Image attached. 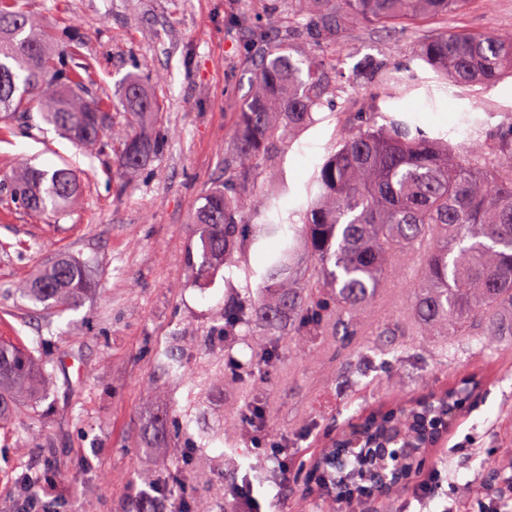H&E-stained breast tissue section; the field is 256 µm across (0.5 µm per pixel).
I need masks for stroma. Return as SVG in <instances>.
I'll list each match as a JSON object with an SVG mask.
<instances>
[{"label": "stroma", "instance_id": "stroma-1", "mask_svg": "<svg viewBox=\"0 0 512 512\" xmlns=\"http://www.w3.org/2000/svg\"><path fill=\"white\" fill-rule=\"evenodd\" d=\"M51 33L75 35L81 91L108 113L113 127L128 126L112 100L125 77L141 73L160 105L151 134L161 146L126 182L113 175L123 143L104 136L87 150L43 122L38 110L0 120V180L22 166L52 171L68 167L81 185L79 200L63 214H41L0 191V338L56 360L48 399L22 409L0 435V512H18L17 469L45 470L49 495L65 499L66 512H118L117 486L144 460L139 454L144 418L207 408L206 427L223 432L228 418L246 412L231 385L188 391L187 381L214 375L218 357L199 354L177 386L158 374L154 358L174 339L200 343L224 309L228 289L258 287L244 271L220 270L197 280L185 262L192 218L205 191L224 178V155L250 90L242 46L250 30L271 23L261 0H22ZM449 26L477 32L512 28V0H476ZM412 37L354 29L346 42L347 66L367 56L411 65L421 86L404 109L434 136L466 147L492 138L512 122V80L489 92L462 90L434 80L411 58ZM338 108L316 109L313 124L286 149L282 175L288 193L279 222H299L308 207L305 185L335 149ZM87 261L95 289L75 310L52 312L15 293V286L57 258ZM372 337L346 346L325 338L285 337L280 360L255 366V397L279 436H249L240 476L257 460L272 461L283 441L311 460L323 437L336 434L355 413L420 390L474 376L481 382L448 433L426 452L427 467L392 500L370 498L359 512H499L501 497L485 480V465L512 469V344L498 336L447 340L408 336L399 354L372 350ZM440 472L431 493L419 484L430 468ZM472 489L469 499L459 485Z\"/></svg>", "mask_w": 512, "mask_h": 512}]
</instances>
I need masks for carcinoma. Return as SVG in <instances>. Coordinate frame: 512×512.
Returning <instances> with one entry per match:
<instances>
[{"label":"carcinoma","instance_id":"carcinoma-1","mask_svg":"<svg viewBox=\"0 0 512 512\" xmlns=\"http://www.w3.org/2000/svg\"><path fill=\"white\" fill-rule=\"evenodd\" d=\"M19 0H0V115L27 111L37 98L43 119L60 133L91 148L108 130L97 102L78 94L79 74L72 62L71 39L51 38ZM279 21L259 30L246 46L251 89L238 112L233 150L224 156V182L209 188L193 217L196 243L186 263L205 281L221 267L236 263L254 246L275 248L257 276L261 286L243 288L224 299L221 337L224 378L238 384L244 398L252 390L255 358L236 352L265 338L260 360L280 359V337L339 336L361 330L373 336H399L395 323L375 324L372 310L381 289L395 273L414 267L406 286L414 289L407 315L414 336L512 337V125L490 140H474L465 155L442 138L430 136L401 110L387 114L380 103L411 94L412 79L386 59L367 56L340 78L342 47L355 27L366 30L402 26L415 33L412 55L460 89H489L512 78V30L477 33L445 27L448 18L466 13L476 0H276ZM327 45L338 56L324 55ZM332 104L354 112L356 123L342 128L336 150L315 172L303 224L295 236L275 222L252 224L247 217L258 169L283 163L286 144L313 123L316 107ZM115 105L144 125L157 115L156 101L136 76L125 79ZM159 141L137 134L125 137L119 168L134 169L157 151ZM29 210L54 213L79 195L76 174L26 167L0 183ZM283 185L267 192L259 210L280 209ZM313 261L311 278H294L298 240ZM25 298L47 310L78 309L92 291L88 266L60 257L34 278L17 285ZM187 356L177 348L158 353L170 381L182 382ZM54 360L0 341V430L12 424L22 406L49 392ZM475 383L414 399H398L360 418L359 451L350 472V499L381 486L383 478L407 482L405 467L417 468L422 451L434 446L430 421L453 422L455 409ZM218 436L202 433L183 447L179 438L153 429L145 452L152 464L120 493V512L144 506L142 490L151 484L177 512H239L233 500L239 448L226 439L219 461L227 482L224 497L182 498L178 484L198 449ZM405 448L396 472L387 470L386 449ZM335 443L325 441L310 467L291 470L300 493L293 512H338L336 493L344 472L330 462ZM504 499L512 501V475L490 470ZM46 473L27 468L16 479L21 507L39 508L36 493Z\"/></svg>","mask_w":512,"mask_h":512}]
</instances>
